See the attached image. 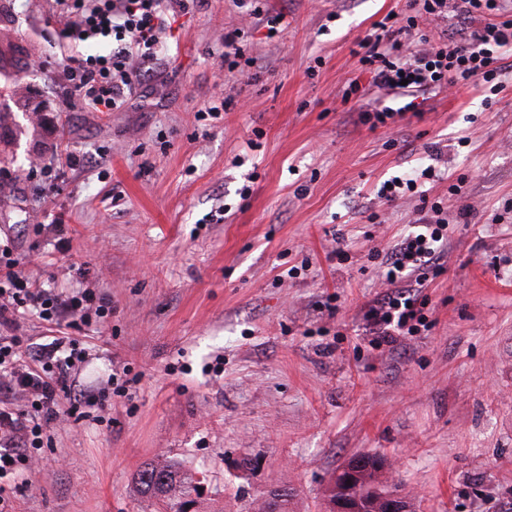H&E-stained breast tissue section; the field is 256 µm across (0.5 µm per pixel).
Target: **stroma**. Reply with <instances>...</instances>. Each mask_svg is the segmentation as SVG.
I'll return each instance as SVG.
<instances>
[{"label":"stroma","instance_id":"stroma-1","mask_svg":"<svg viewBox=\"0 0 512 512\" xmlns=\"http://www.w3.org/2000/svg\"><path fill=\"white\" fill-rule=\"evenodd\" d=\"M408 5L262 0L285 16L271 37L236 0H207L126 106L95 112L67 101L50 0H0V110L20 127L0 129V247L112 303L78 333L90 356L68 397L85 417L11 482L13 512H153L134 476L169 456L201 479V512H252L282 485L288 512H323L358 454L417 512H512V67L496 96L429 92L421 115L361 124L342 101L369 80L357 42ZM232 27L255 80L217 67ZM219 88L235 103L214 118ZM421 163L446 173L428 192L446 271L424 290L427 329L376 348L364 314L386 286L367 254L421 217L418 195L376 191ZM122 367L135 384L94 420L87 396Z\"/></svg>","mask_w":512,"mask_h":512}]
</instances>
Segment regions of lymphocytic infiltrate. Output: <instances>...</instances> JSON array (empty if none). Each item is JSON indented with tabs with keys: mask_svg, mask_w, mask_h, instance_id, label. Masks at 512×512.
Wrapping results in <instances>:
<instances>
[{
	"mask_svg": "<svg viewBox=\"0 0 512 512\" xmlns=\"http://www.w3.org/2000/svg\"><path fill=\"white\" fill-rule=\"evenodd\" d=\"M63 40L74 44L110 43L104 54L74 59L64 73L70 93L100 111L120 109L141 74L163 55L179 13L189 0H55ZM415 14L385 16L359 42V62L373 87L407 91L468 88L488 84L502 72L512 51V0H414ZM456 13L461 26L437 42L415 45L420 20H444ZM481 19L477 29L468 20ZM422 230L404 236L382 258L387 291L369 306L365 320L376 346L400 345L425 324L422 293L445 270L448 219L439 203ZM110 310L98 289L58 291L41 286L18 268L9 250H0V478L21 475L36 465L37 452L65 411L62 398L88 351L74 338L26 356L18 337L9 335L18 318L68 321L89 327Z\"/></svg>",
	"mask_w": 512,
	"mask_h": 512,
	"instance_id": "obj_1",
	"label": "lymphocytic infiltrate"
}]
</instances>
